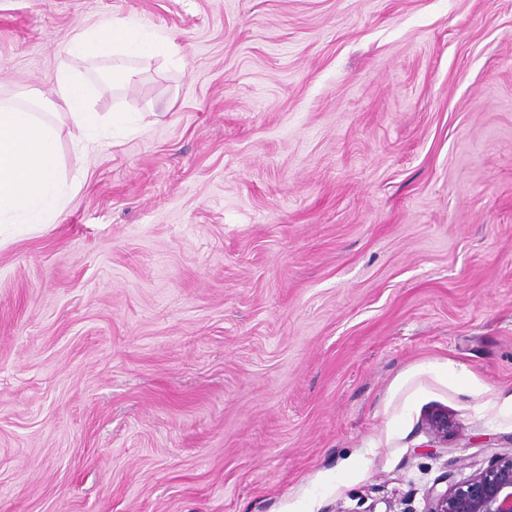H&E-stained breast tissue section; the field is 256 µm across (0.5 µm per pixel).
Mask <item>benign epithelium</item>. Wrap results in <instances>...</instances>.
<instances>
[{"mask_svg":"<svg viewBox=\"0 0 512 512\" xmlns=\"http://www.w3.org/2000/svg\"><path fill=\"white\" fill-rule=\"evenodd\" d=\"M435 443L448 442L452 428L448 411L436 410L427 418ZM446 488L432 487L425 512H512V454L498 457L483 471L463 480L445 476Z\"/></svg>","mask_w":512,"mask_h":512,"instance_id":"1","label":"benign epithelium"}]
</instances>
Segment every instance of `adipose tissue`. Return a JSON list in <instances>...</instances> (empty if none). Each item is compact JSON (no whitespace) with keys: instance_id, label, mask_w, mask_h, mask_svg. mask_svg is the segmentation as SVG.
I'll return each instance as SVG.
<instances>
[{"instance_id":"ef3b65f1","label":"adipose tissue","mask_w":512,"mask_h":512,"mask_svg":"<svg viewBox=\"0 0 512 512\" xmlns=\"http://www.w3.org/2000/svg\"><path fill=\"white\" fill-rule=\"evenodd\" d=\"M165 41H143L128 23L114 21L105 26L74 35L66 44L71 57L152 56L164 51Z\"/></svg>"}]
</instances>
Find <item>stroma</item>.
I'll return each mask as SVG.
<instances>
[{
	"mask_svg": "<svg viewBox=\"0 0 512 512\" xmlns=\"http://www.w3.org/2000/svg\"><path fill=\"white\" fill-rule=\"evenodd\" d=\"M116 19L128 82L65 54ZM64 63L131 124L0 230V512H424L512 453V0H0V101ZM167 47L163 40H156L154 43L143 41L133 26L121 20L74 35L67 42L65 52L68 56L77 58L152 56L163 52ZM427 425L434 443H448V432L452 428L447 410H436L427 418Z\"/></svg>",
	"mask_w": 512,
	"mask_h": 512,
	"instance_id": "stroma-1",
	"label": "stroma"
}]
</instances>
